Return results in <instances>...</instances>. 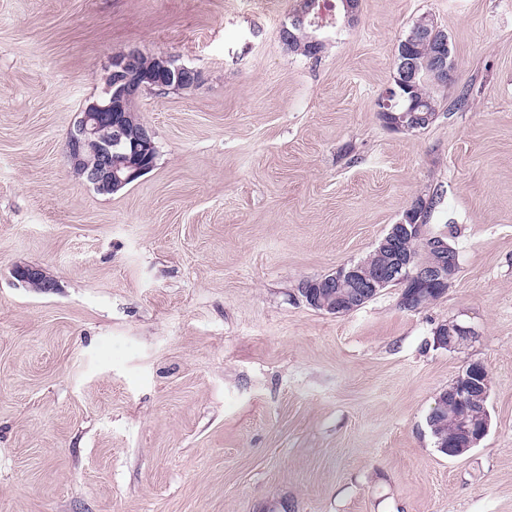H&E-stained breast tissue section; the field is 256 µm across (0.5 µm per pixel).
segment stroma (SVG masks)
<instances>
[{
	"label": "stroma",
	"mask_w": 512,
	"mask_h": 512,
	"mask_svg": "<svg viewBox=\"0 0 512 512\" xmlns=\"http://www.w3.org/2000/svg\"><path fill=\"white\" fill-rule=\"evenodd\" d=\"M297 4L0 0V512H512V0H361L316 59L280 37ZM424 15L457 76L396 132L376 102ZM132 48L201 83L142 92L155 166L101 194L67 134ZM436 192L438 299L305 302ZM451 320L472 342L435 344ZM474 360L490 428L451 458L427 418ZM14 278L27 285H39L44 291H51L53 288H57L44 272L37 267L32 266H17L13 269Z\"/></svg>",
	"instance_id": "1"
}]
</instances>
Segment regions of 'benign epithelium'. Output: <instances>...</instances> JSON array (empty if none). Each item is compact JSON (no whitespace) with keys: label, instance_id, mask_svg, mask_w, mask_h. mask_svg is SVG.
I'll return each instance as SVG.
<instances>
[{"label":"benign epithelium","instance_id":"7a95c632","mask_svg":"<svg viewBox=\"0 0 512 512\" xmlns=\"http://www.w3.org/2000/svg\"><path fill=\"white\" fill-rule=\"evenodd\" d=\"M428 45L431 58L419 63L411 49ZM141 52L131 49L112 56L104 85L98 96L84 105L69 132L68 149L74 172L99 193H114L126 184L152 170L156 163V143L153 131L132 121L128 106L142 89L166 93L182 87L195 88L201 83V73L195 68L177 63L175 56L160 53L153 56V67L140 68ZM442 77L440 87L448 86L455 65L448 34L433 21L411 28L400 42L392 81L380 95L378 112L386 126L397 132L420 129L425 118L422 102L406 95L430 73ZM420 202H415L402 218L391 225L377 249L384 261L370 266L364 261L344 265L324 278L310 281L301 290L306 303L332 314H343L359 308L362 302L381 293L391 283L416 285L444 292L458 270L457 262H445L440 246L430 239L425 242V261H417L412 252L402 249V242L422 236L418 220ZM14 278L25 285H39L45 291L55 288L44 272L32 266H17ZM446 347L456 349L474 338L471 327L456 321L447 324ZM471 380L455 397L466 405H486L490 395L489 377L480 361L471 362ZM489 411L473 417L471 413L456 419V440L448 451L452 457L476 446L487 434Z\"/></svg>","mask_w":512,"mask_h":512}]
</instances>
